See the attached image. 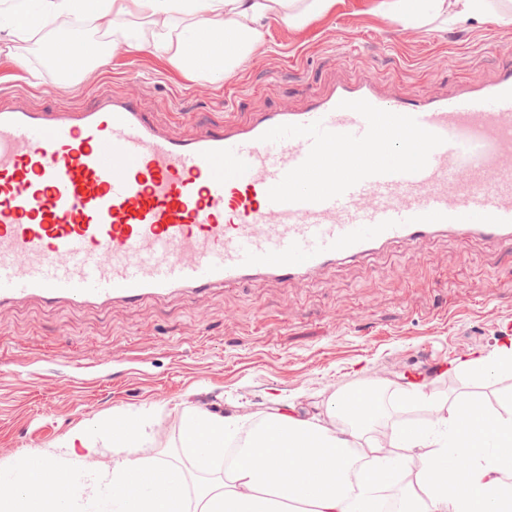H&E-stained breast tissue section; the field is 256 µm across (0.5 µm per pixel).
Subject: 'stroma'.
I'll use <instances>...</instances> for the list:
<instances>
[{"label": "stroma", "mask_w": 512, "mask_h": 512, "mask_svg": "<svg viewBox=\"0 0 512 512\" xmlns=\"http://www.w3.org/2000/svg\"><path fill=\"white\" fill-rule=\"evenodd\" d=\"M342 0L297 32L275 25L268 52L221 80L187 75L150 51L117 56L66 85L28 42L0 55V106L90 107L135 94L158 127L187 137L226 116L296 108L338 79L373 78L405 98L450 93L512 63V26L403 28ZM512 331V254L437 239L330 268L318 283L252 281L139 306L30 302L0 311V471L58 455L85 431L97 458L182 457L185 407L261 418L273 398L311 414L331 394L387 380L464 391L459 358ZM161 406L138 448H116L101 419Z\"/></svg>", "instance_id": "35a3bbf8"}]
</instances>
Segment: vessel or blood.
I'll list each match as a JSON object with an SVG mask.
<instances>
[{
	"label": "vessel or blood",
	"mask_w": 512,
	"mask_h": 512,
	"mask_svg": "<svg viewBox=\"0 0 512 512\" xmlns=\"http://www.w3.org/2000/svg\"><path fill=\"white\" fill-rule=\"evenodd\" d=\"M439 237L512 252V66L422 99L340 81L184 138L130 95L0 107V308L197 303Z\"/></svg>",
	"instance_id": "vessel-or-blood-1"
}]
</instances>
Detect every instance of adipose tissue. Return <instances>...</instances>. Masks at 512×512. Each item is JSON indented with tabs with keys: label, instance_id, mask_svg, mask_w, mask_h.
<instances>
[{
	"label": "adipose tissue",
	"instance_id": "adipose-tissue-1",
	"mask_svg": "<svg viewBox=\"0 0 512 512\" xmlns=\"http://www.w3.org/2000/svg\"><path fill=\"white\" fill-rule=\"evenodd\" d=\"M340 0H9L0 6V46L41 39L63 81L115 52L152 50L182 71L229 76L258 51L276 24L306 26ZM390 22L421 29L432 23L467 27L492 19L512 25V0H372ZM146 18V41L127 18ZM90 21L103 38L91 52L74 51L66 24ZM478 383L512 378V340L488 354L460 360ZM359 402L331 395L323 416L285 404L255 423L245 416L185 409L182 451L187 466L163 459H116L66 476L57 461L41 468L17 462L0 474V512H74L77 498L101 512H512V389L496 403L476 394L451 402L425 386L394 391V402L436 411L423 424L377 429L388 409L376 387ZM50 480L62 495L44 492Z\"/></svg>",
	"mask_w": 512,
	"mask_h": 512
}]
</instances>
